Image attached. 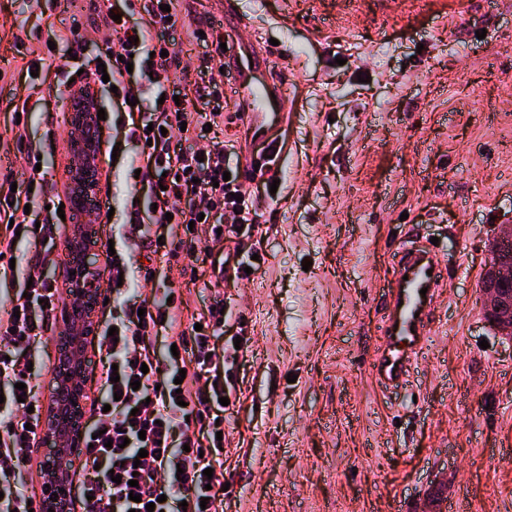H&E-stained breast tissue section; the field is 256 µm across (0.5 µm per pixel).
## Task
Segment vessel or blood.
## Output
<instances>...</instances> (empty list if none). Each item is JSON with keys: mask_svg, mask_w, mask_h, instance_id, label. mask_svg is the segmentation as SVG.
I'll list each match as a JSON object with an SVG mask.
<instances>
[{"mask_svg": "<svg viewBox=\"0 0 512 512\" xmlns=\"http://www.w3.org/2000/svg\"><path fill=\"white\" fill-rule=\"evenodd\" d=\"M231 69L234 91L247 105L248 126L254 134L263 135L282 88L273 80L256 83L248 56H235ZM440 273L441 259L434 248L413 241L401 244L389 282L380 346L371 366L379 388L395 390L409 385L427 349Z\"/></svg>", "mask_w": 512, "mask_h": 512, "instance_id": "1", "label": "vessel or blood"}]
</instances>
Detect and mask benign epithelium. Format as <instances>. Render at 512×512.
Here are the masks:
<instances>
[{
  "label": "benign epithelium",
  "mask_w": 512,
  "mask_h": 512,
  "mask_svg": "<svg viewBox=\"0 0 512 512\" xmlns=\"http://www.w3.org/2000/svg\"><path fill=\"white\" fill-rule=\"evenodd\" d=\"M100 108V92L91 81L86 82L76 91L78 118L69 119L72 127L70 149L78 156L81 163L69 171L76 179H84L87 190L98 188V174L91 164L101 153V143L95 141L91 131L83 130L95 110ZM95 217H90L86 224H76L72 228V236L78 245L83 247L77 266L63 271L66 298L61 304V320L63 329L51 337L57 353V369L54 374L56 389L54 400L49 402L41 438L55 440L59 444L58 456H69L79 449L81 431L78 422L68 417L67 411L72 402L85 398V389L78 379L84 375L83 356L88 342L95 337L94 324L82 320V312L90 300L99 291L100 271L97 262L92 260L91 248L86 246L95 234ZM494 246L497 251L491 253L488 270L497 283H512V262L498 257V250L512 247V230L504 229L495 232ZM483 311L488 314L494 310L512 309V296L499 289L487 285L482 286ZM40 479L43 491L42 512H68L65 493L67 472L60 469L52 460L40 465Z\"/></svg>",
  "instance_id": "1"
}]
</instances>
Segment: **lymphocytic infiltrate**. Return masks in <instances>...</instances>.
Listing matches in <instances>:
<instances>
[{
	"label": "lymphocytic infiltrate",
	"mask_w": 512,
	"mask_h": 512,
	"mask_svg": "<svg viewBox=\"0 0 512 512\" xmlns=\"http://www.w3.org/2000/svg\"><path fill=\"white\" fill-rule=\"evenodd\" d=\"M180 0H139V19L131 21L122 4L104 14L109 32L102 58L116 98L128 103L150 90L162 95L151 123L124 119L113 111L125 140L145 149L133 162L140 175L130 186L131 209L118 227V241L109 265L112 275L129 272L139 250L179 259L185 243L205 230L226 228L232 237L247 236L255 226L238 172L230 168L226 144L214 141L204 150L181 148L206 125L224 118V85L217 79L197 88L195 97H167L171 69L179 68L176 51L167 50L159 34L178 18ZM138 58L144 86L132 85L127 64ZM210 103V111H192L194 99ZM41 251L27 263L26 294L10 297L0 311V512H29L23 470L38 446L41 415L33 386L17 390L30 362V350L54 321L57 290L40 275L55 250L51 229L40 228ZM164 302L145 300L126 305L112 320L116 337L107 343V369L101 398L90 409L85 426L93 444L84 448L86 471L74 487L81 512H147L159 503L162 512H223L218 478L205 476L212 459L223 455L216 434L224 418L220 399L230 386L239 350L216 351L214 340L224 333L223 300L185 326L178 289L165 288ZM165 334L178 353L169 369H161L154 343ZM147 457H140V450ZM121 482H113L112 474ZM137 487H130V480Z\"/></svg>",
	"instance_id": "obj_1"
}]
</instances>
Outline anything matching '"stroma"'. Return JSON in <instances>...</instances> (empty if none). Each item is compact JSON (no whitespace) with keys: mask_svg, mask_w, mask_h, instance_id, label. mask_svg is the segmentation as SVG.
Segmentation results:
<instances>
[{"mask_svg":"<svg viewBox=\"0 0 512 512\" xmlns=\"http://www.w3.org/2000/svg\"><path fill=\"white\" fill-rule=\"evenodd\" d=\"M222 2L186 0L164 40L193 64L207 50L195 28L258 46L270 56L256 81L283 89L278 168L242 176L256 239L199 244L171 271L184 316L220 297L248 324L224 413V512H512V336L480 296L512 220V0H237L236 20ZM99 22L91 0H58L48 19L0 0V184L21 182L33 154L46 196H64L77 159L54 72L94 67ZM112 135L104 122L102 266L142 150L112 151ZM411 228L437 238L442 281L427 352L409 388L386 394L369 363ZM253 247L265 275L216 284L226 253Z\"/></svg>","mask_w":512,"mask_h":512,"instance_id":"stroma-1","label":"stroma"}]
</instances>
